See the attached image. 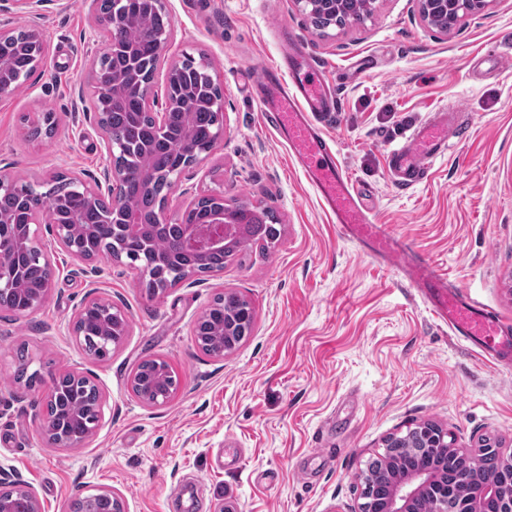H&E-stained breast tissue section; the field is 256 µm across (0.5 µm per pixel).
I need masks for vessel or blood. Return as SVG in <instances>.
<instances>
[{
    "mask_svg": "<svg viewBox=\"0 0 512 512\" xmlns=\"http://www.w3.org/2000/svg\"><path fill=\"white\" fill-rule=\"evenodd\" d=\"M255 87L264 107V121L287 141L292 158L324 209L334 216L340 232L380 260H401L412 286L454 336L476 342L498 364L512 365V323L470 294L449 287L445 275L411 241L378 223L365 206L324 132L327 117L336 110V99L319 70L301 54L287 53L278 65L264 68ZM466 127L453 113H433L405 141L388 149L393 183L407 190L423 181L434 161L447 152L449 138L462 136Z\"/></svg>",
    "mask_w": 512,
    "mask_h": 512,
    "instance_id": "vessel-or-blood-1",
    "label": "vessel or blood"
}]
</instances>
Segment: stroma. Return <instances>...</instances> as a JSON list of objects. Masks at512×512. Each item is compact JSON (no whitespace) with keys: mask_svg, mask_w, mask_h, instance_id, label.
<instances>
[{"mask_svg":"<svg viewBox=\"0 0 512 512\" xmlns=\"http://www.w3.org/2000/svg\"><path fill=\"white\" fill-rule=\"evenodd\" d=\"M174 34L154 74L163 105L169 65L205 56L223 94L224 130L169 195L177 217L194 198L271 207L282 237L268 254L229 261L218 275L148 297L127 261L100 256L99 275L37 228L57 270L46 300L19 315L0 307V481L31 485L45 512L108 489L125 512H176L191 481L196 512H355L358 477L385 440L432 421L458 448L484 439L512 452V371L454 336L399 270L347 240L323 210L252 88L297 42L321 69L339 110L325 125L344 167L379 223L410 239L450 283L512 319V0H490L441 34L415 0H377L370 18L318 35L296 0H166ZM45 62L0 96V176L38 190L60 175L91 186L106 165L90 77L103 51L92 0H43ZM503 69H494V57ZM457 108L468 136L435 161L427 180H390V142L430 113ZM54 112L51 137L28 127ZM241 293L254 329L232 353L205 354L195 327L216 294ZM98 295L129 317L104 359L89 357L67 327ZM29 367L76 371L103 396V415L81 448H54L39 422L50 387L13 380L16 349ZM145 359L167 362L179 382L165 404L136 397L130 378ZM341 421L333 458L325 424Z\"/></svg>","mask_w":512,"mask_h":512,"instance_id":"stroma-1","label":"stroma"}]
</instances>
